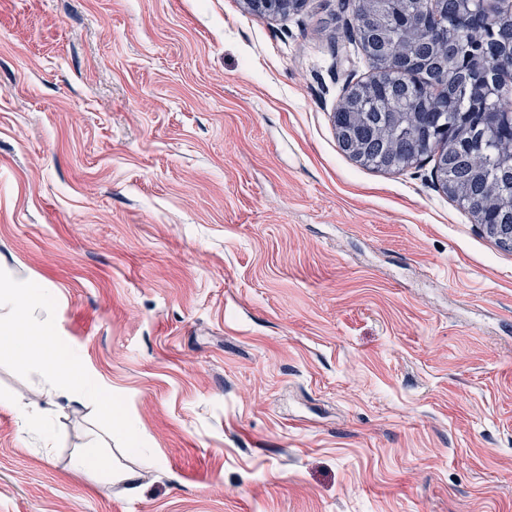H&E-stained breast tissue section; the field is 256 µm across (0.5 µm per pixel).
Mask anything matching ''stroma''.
<instances>
[{
    "mask_svg": "<svg viewBox=\"0 0 512 512\" xmlns=\"http://www.w3.org/2000/svg\"><path fill=\"white\" fill-rule=\"evenodd\" d=\"M354 27L0 0V273L117 402L22 425L40 370L1 359L0 512H512V247L433 161L340 149ZM76 466L79 469L90 468L94 471L108 472L111 477L113 475V478L115 476L118 481L128 482L129 484H133L138 476L136 472L130 470L118 471L115 474L113 471L112 474V461L94 449H89L85 454L80 456L76 461Z\"/></svg>",
    "mask_w": 512,
    "mask_h": 512,
    "instance_id": "obj_1",
    "label": "stroma"
}]
</instances>
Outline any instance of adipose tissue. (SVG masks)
<instances>
[{
    "label": "adipose tissue",
    "instance_id": "1",
    "mask_svg": "<svg viewBox=\"0 0 512 512\" xmlns=\"http://www.w3.org/2000/svg\"><path fill=\"white\" fill-rule=\"evenodd\" d=\"M48 300L46 287L35 281L22 287L0 286V358L35 357L48 399H90L111 409V391L90 382L82 363L63 347L56 325L35 319V309Z\"/></svg>",
    "mask_w": 512,
    "mask_h": 512
}]
</instances>
